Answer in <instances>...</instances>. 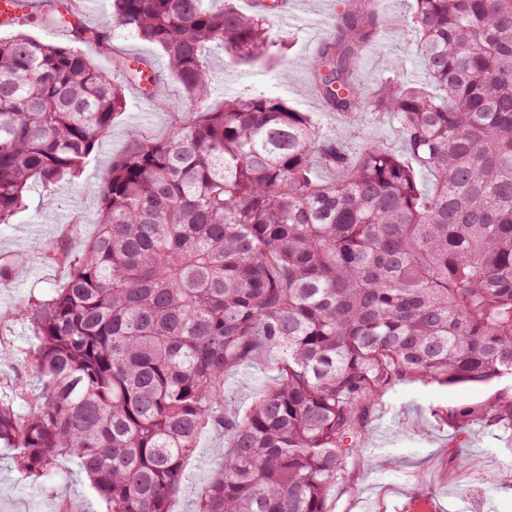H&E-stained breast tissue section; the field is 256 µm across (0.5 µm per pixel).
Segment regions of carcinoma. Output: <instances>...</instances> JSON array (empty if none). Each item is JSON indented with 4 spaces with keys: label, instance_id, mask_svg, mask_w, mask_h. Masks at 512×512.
<instances>
[{
    "label": "carcinoma",
    "instance_id": "obj_1",
    "mask_svg": "<svg viewBox=\"0 0 512 512\" xmlns=\"http://www.w3.org/2000/svg\"><path fill=\"white\" fill-rule=\"evenodd\" d=\"M111 2L88 27L78 0H47L34 24L69 28L74 46L0 39V224L31 185L51 193L82 172L125 108L84 47L111 53L117 29L161 47L202 109L163 140L133 139L97 185L94 238L53 254L67 281L27 309L36 384L0 398L19 471L47 478L74 458L106 512H173L210 427L229 447L197 512H328L399 385L489 388L444 417L512 431V0H414L426 87L396 64L372 89L357 82L374 0L336 17L319 93L334 112L397 122L404 157L373 143L352 156L280 100L206 106V49L265 63V10ZM113 66L137 79L148 64ZM262 351L276 375L227 411L224 375Z\"/></svg>",
    "mask_w": 512,
    "mask_h": 512
}]
</instances>
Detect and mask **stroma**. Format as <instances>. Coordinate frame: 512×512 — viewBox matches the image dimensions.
I'll return each mask as SVG.
<instances>
[{"mask_svg":"<svg viewBox=\"0 0 512 512\" xmlns=\"http://www.w3.org/2000/svg\"><path fill=\"white\" fill-rule=\"evenodd\" d=\"M351 6L352 0H291L288 14L270 19L277 52L265 67L236 63L223 49H213L206 62L210 106L251 95L276 98L308 115L321 136L339 141L349 152L373 142L403 153L395 121L369 112L347 117L329 111L314 88L316 52L330 38L337 14ZM411 8V0H376L380 25L358 61L361 83H376L394 58L402 62L403 80L425 83L416 37L406 23ZM95 62L122 84L124 111L114 117L111 131L79 176L51 197L33 187L11 223L0 224V261L11 265L9 278L0 281L1 387L35 380L22 358L34 341L25 307L47 298L68 277L67 268L52 260V251H78L95 235L100 206L95 187L104 169L128 150L133 138H166L187 118L176 83L167 80L161 103L113 71L111 56H96ZM271 374L270 363L260 358L226 373L228 404L240 413L247 410ZM488 394V389L469 385L420 383L387 392L368 422L363 456L350 461L344 479L330 491L332 512H512V433L481 424L460 431L439 417L442 410ZM225 445L223 433L202 432L174 512H195L198 491L221 465L218 450ZM491 472L498 477L493 484L486 480ZM0 512H105V505L73 460L61 461L52 477L26 478L16 467L13 449L0 446Z\"/></svg>","mask_w":512,"mask_h":512,"instance_id":"35a3bbf8","label":"stroma"}]
</instances>
